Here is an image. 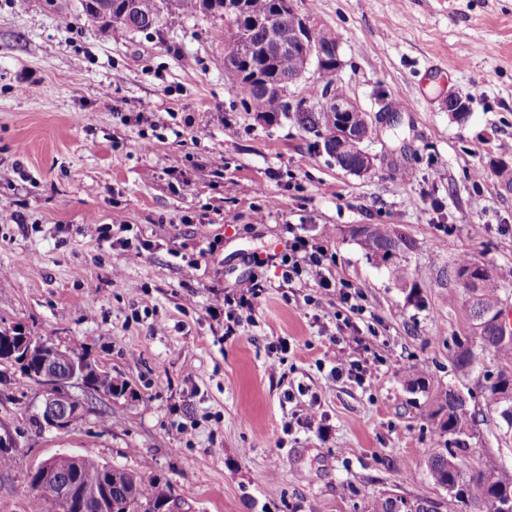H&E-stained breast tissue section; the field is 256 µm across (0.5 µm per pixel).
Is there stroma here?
I'll return each mask as SVG.
<instances>
[{
	"instance_id": "stroma-1",
	"label": "stroma",
	"mask_w": 512,
	"mask_h": 512,
	"mask_svg": "<svg viewBox=\"0 0 512 512\" xmlns=\"http://www.w3.org/2000/svg\"><path fill=\"white\" fill-rule=\"evenodd\" d=\"M335 33L345 94L369 113L375 166L343 170L293 116L264 120L224 80L226 21L168 7L147 31L100 37L80 0H0V330L84 352L125 387L79 385L82 416L64 430L32 419L45 387L0 363V512H31L30 472L59 455L117 468L150 465L184 512H365L374 496L426 492L466 512L426 468L437 390L478 419L467 466L496 455L512 475L481 392L498 360L475 350L469 292L442 280L460 258L512 268V0H295ZM467 99L465 119L449 97ZM269 207L265 223L253 210ZM324 237L337 277L374 314L360 349L364 384L331 382L321 362L338 335L337 300L268 289L253 323L225 337L210 307L271 255L286 225ZM121 227L148 240L131 256L98 240ZM395 224L415 239L413 290L369 260L348 229ZM286 340L288 352L275 351ZM423 370L427 391L406 386ZM319 399L327 429L285 422Z\"/></svg>"
}]
</instances>
